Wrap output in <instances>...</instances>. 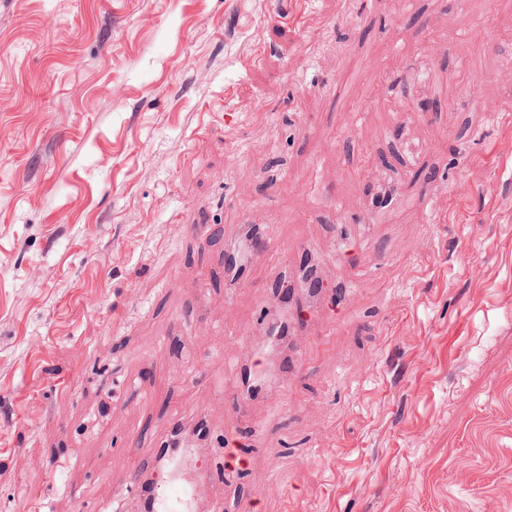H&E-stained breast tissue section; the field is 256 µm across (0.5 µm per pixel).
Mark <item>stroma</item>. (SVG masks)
Masks as SVG:
<instances>
[{"mask_svg":"<svg viewBox=\"0 0 512 512\" xmlns=\"http://www.w3.org/2000/svg\"><path fill=\"white\" fill-rule=\"evenodd\" d=\"M246 224L324 333L237 406ZM190 410L210 499L512 512V0H0V512H116ZM259 243L260 245L251 250V259L276 258L279 266L278 275L269 281L265 288H283L288 282V274L291 275V270L288 271V261L284 265L281 263V251L270 235L263 234Z\"/></svg>","mask_w":512,"mask_h":512,"instance_id":"1","label":"stroma"}]
</instances>
